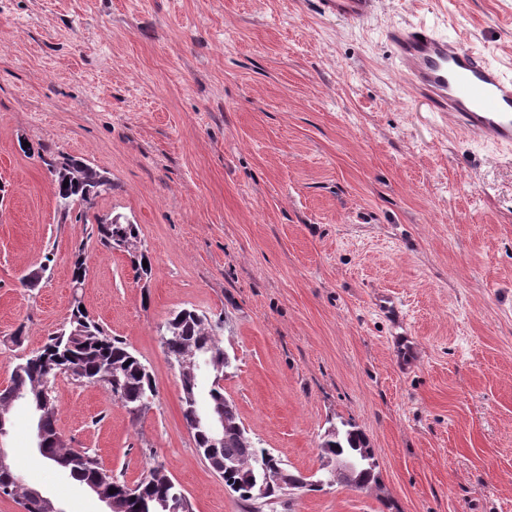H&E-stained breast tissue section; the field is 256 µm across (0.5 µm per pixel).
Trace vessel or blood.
Wrapping results in <instances>:
<instances>
[{"label":"vessel or blood","mask_w":512,"mask_h":512,"mask_svg":"<svg viewBox=\"0 0 512 512\" xmlns=\"http://www.w3.org/2000/svg\"><path fill=\"white\" fill-rule=\"evenodd\" d=\"M317 2L325 15L363 21L374 15L378 0ZM388 40L405 82L432 111L473 141L512 147V74L449 41L433 24L394 26ZM377 306L395 330L400 360L410 361L415 338L406 327L401 303L384 293Z\"/></svg>","instance_id":"obj_1"}]
</instances>
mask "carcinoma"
Returning a JSON list of instances; mask_svg holds the SVG:
<instances>
[{
    "instance_id": "carcinoma-1",
    "label": "carcinoma",
    "mask_w": 512,
    "mask_h": 512,
    "mask_svg": "<svg viewBox=\"0 0 512 512\" xmlns=\"http://www.w3.org/2000/svg\"><path fill=\"white\" fill-rule=\"evenodd\" d=\"M43 164L52 176L54 198L57 210L68 217L77 203L87 205L96 197L112 190V180L94 166L70 156L50 155L42 158ZM69 184H64V181ZM97 239L108 251L118 250L126 253L133 264L136 278L148 276L152 265H143L145 254L138 225L121 214L96 224ZM87 272V256L84 246L74 252L72 283L75 289L82 288ZM82 305L78 293H73L72 309L69 321L55 335L39 348L36 356L22 357L13 366L10 384L0 389V413L10 416L16 394L25 393L27 401L37 409L38 421L50 448L44 459L58 469L66 472L70 478L95 487V494L106 499L112 498L109 489L116 485H131L129 491L133 498L123 503L125 512H193L191 502L179 489L165 467L151 465L146 474L137 482L128 483L121 475H115L104 468L95 451L88 448H72L63 441L56 428L58 411L54 392L47 390L44 382L45 368L39 363L41 357L49 356L51 369L58 374H66L80 383L102 385L112 388L114 372H122L128 393L133 400L124 403L128 407L137 403L138 393L150 394L156 390L155 382L146 366L129 349L127 343L107 333L104 328L91 319ZM222 322H213L194 309H182L174 314L164 325L163 344L165 355L174 361L196 356L201 353L208 356L214 379L207 392V404L224 407V418L229 432L224 435V445L211 450L208 438L194 425L193 403L200 400L202 393L196 369L185 365L180 372L181 402L183 420L192 429L197 450L227 486L239 480H245L255 472L256 462L246 449L254 442L242 427L234 401L224 394L221 380L224 379V349L219 336L223 332ZM368 452L367 440L363 433L350 423H340L336 431H327L319 445V460L334 457L339 453L358 456ZM235 461L233 474H224V460ZM336 485L352 489H376L379 478L370 467L359 469L351 476L336 475ZM288 489L278 479L270 477L268 493L264 501L250 506V512H260L267 501L279 497ZM0 497L10 498L22 506L24 512H62L50 498L40 501L30 498V488L24 484H15L0 474Z\"/></svg>"
}]
</instances>
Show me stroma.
Segmentation results:
<instances>
[{
  "mask_svg": "<svg viewBox=\"0 0 512 512\" xmlns=\"http://www.w3.org/2000/svg\"><path fill=\"white\" fill-rule=\"evenodd\" d=\"M409 21L512 69V0H381L365 22L315 0H0V389L67 321L81 244L85 310L158 390L135 420L57 378L59 432L106 469L134 482L156 460L194 512H246L198 452L161 346L193 308L224 323V392L258 447L305 475L344 421L374 452L380 491L304 487L272 512H512V153L401 81L387 31ZM44 147L107 173L87 215L138 224L151 278L61 216ZM384 291L417 341L408 374ZM0 444L61 512H107L39 454L28 405Z\"/></svg>",
  "mask_w": 512,
  "mask_h": 512,
  "instance_id": "35a3bbf8",
  "label": "stroma"
}]
</instances>
